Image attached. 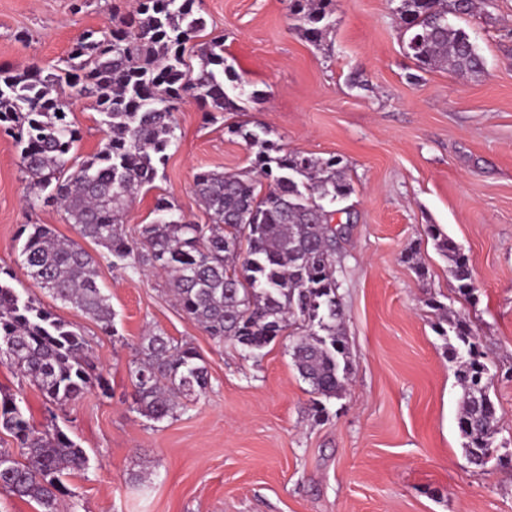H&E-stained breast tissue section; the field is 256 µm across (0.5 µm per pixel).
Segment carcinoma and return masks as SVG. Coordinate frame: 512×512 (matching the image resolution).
I'll use <instances>...</instances> for the list:
<instances>
[{
    "label": "carcinoma",
    "mask_w": 512,
    "mask_h": 512,
    "mask_svg": "<svg viewBox=\"0 0 512 512\" xmlns=\"http://www.w3.org/2000/svg\"><path fill=\"white\" fill-rule=\"evenodd\" d=\"M333 2L288 0L290 16L311 43L322 41ZM195 4L138 0L133 16L115 17L109 31L80 38L64 67L0 71V130L21 146L31 188L61 207L78 234L111 257L113 268L168 274L180 309L249 358L277 337H291L294 366L315 395L320 418L327 415L326 402L346 393L352 375L336 262L349 226L332 225L336 211L323 204L353 191L341 161L285 152L242 125L230 126V133L259 147L261 179L200 171L195 193L210 223L197 224L161 199L138 238H127L122 229L128 200L153 183L177 140L175 103L194 99L210 121L233 110L224 90L222 40L188 53L187 45L205 28ZM478 8V0H399L396 14L411 58L423 69L482 72L483 58L469 36L448 23V16H472ZM74 93L96 97L104 137L98 152L71 166L69 154L79 141L67 120ZM19 235L23 266L36 284L115 335L95 257L46 224H24ZM428 237L448 263L454 292L473 297V271L460 245L436 224L428 225ZM11 279L0 269V363L18 370L46 403L62 410L93 386L87 341L76 324L22 298ZM430 306L436 332L450 340L466 457L484 467L496 457L502 420L490 396L495 374L466 319L448 315V306L434 298ZM129 375L136 412L155 422L174 417L209 385L197 352L157 333L140 338ZM0 428L16 442L0 448V489L35 501L40 512H59L69 494L62 476L87 465L84 449L57 426L36 430L11 395L0 397Z\"/></svg>",
    "instance_id": "carcinoma-1"
}]
</instances>
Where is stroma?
Returning a JSON list of instances; mask_svg holds the SVG:
<instances>
[{"instance_id": "stroma-1", "label": "stroma", "mask_w": 512, "mask_h": 512, "mask_svg": "<svg viewBox=\"0 0 512 512\" xmlns=\"http://www.w3.org/2000/svg\"><path fill=\"white\" fill-rule=\"evenodd\" d=\"M136 0H0V69L62 65L84 33L102 31ZM200 41L224 35L225 89L234 111L206 122L193 99L175 117L177 141L151 187L129 205L134 235L166 199L197 223L199 170L252 169L256 151L226 127L266 130L283 150L340 158L353 193L340 249L352 380L327 418L288 338L243 357L176 306L167 276L98 281L117 336L54 300L28 277L20 225L46 224L81 240L60 208L28 206L30 184L12 138L0 135V268L25 298L78 324L109 387L52 410L29 382L0 364V392L15 395L40 430L57 425L88 456L65 478L63 512H512V461L470 464L458 428L460 388L430 298L446 297L481 339L499 372L490 389L502 416L497 445L512 448V0L451 18L484 59L481 75L417 68L403 46L393 0H336L323 45L307 41L288 0H197ZM78 156L103 137L93 98H74ZM439 225L470 259L477 291L453 293L447 262L427 237ZM419 250L425 277L405 256ZM194 347L210 374L205 393L155 423L133 409L129 365L148 332Z\"/></svg>"}]
</instances>
